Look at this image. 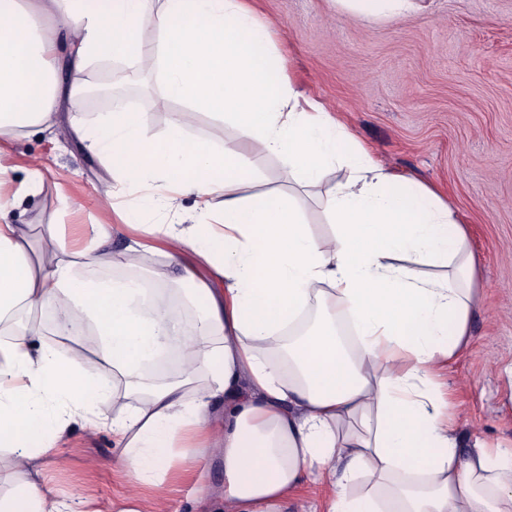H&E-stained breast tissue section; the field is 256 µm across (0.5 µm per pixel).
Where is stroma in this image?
I'll return each mask as SVG.
<instances>
[{
    "instance_id": "stroma-1",
    "label": "stroma",
    "mask_w": 512,
    "mask_h": 512,
    "mask_svg": "<svg viewBox=\"0 0 512 512\" xmlns=\"http://www.w3.org/2000/svg\"><path fill=\"white\" fill-rule=\"evenodd\" d=\"M268 25L271 51L285 61L296 86L326 101L375 160L439 190L465 224L480 272V302L468 343L444 382L455 389L463 438L477 435L512 447V0H418L404 16L372 22L352 17L336 0H247ZM68 88L93 82L128 84L123 96L83 100L62 121L95 124L109 112L144 113L152 135L163 136L181 103L167 99L158 75H140L127 62L95 61L59 70ZM13 174L0 186L11 196L37 176L41 190L13 210L24 225L30 257L41 241L59 236L66 254L86 246L95 224L121 223L136 208L146 224L196 222L198 200L174 208L140 201L125 191L119 207L103 201L109 173L75 137L28 128L0 149ZM46 342L63 353L94 355L92 327L77 335L54 330L52 308L36 311ZM43 478L71 512H100L127 498L122 450L109 430L72 422Z\"/></svg>"
}]
</instances>
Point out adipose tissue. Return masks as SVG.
I'll return each mask as SVG.
<instances>
[{
	"label": "adipose tissue",
	"mask_w": 512,
	"mask_h": 512,
	"mask_svg": "<svg viewBox=\"0 0 512 512\" xmlns=\"http://www.w3.org/2000/svg\"><path fill=\"white\" fill-rule=\"evenodd\" d=\"M0 0V140L55 126L60 100L80 109L51 65L57 46L40 30L57 18L77 67L127 61L159 73L167 98L184 102L163 136L141 112L70 124L114 178L142 199H201L205 224H144L121 254L111 225L99 226L79 262L57 255L58 237L32 264L12 201L37 192L21 181L0 200V450L20 480L0 494V512H65L38 481L66 424L111 429L124 448L134 493L112 512H161L165 479L199 486L198 460L224 469V512H295L304 483L322 486L320 512H512V454L457 434L451 398L438 383L469 334L476 266L468 232L434 188L374 163L320 99L298 91L268 53L269 32L243 0ZM160 39L148 46L143 23ZM224 117L237 141L190 136L197 111ZM273 154L302 187L338 177L324 200L336 229L315 236L298 196L246 195L257 157ZM163 255L158 280L181 269L199 306L185 327L136 278L96 280L76 267L129 264ZM443 268L440 276L427 269ZM62 307L68 324L90 323L97 357L64 356L19 322ZM318 319L299 336L285 330L310 307ZM181 343L175 380L145 371ZM112 366L107 381L100 365ZM118 413H100L103 402Z\"/></svg>",
	"instance_id": "obj_1"
}]
</instances>
